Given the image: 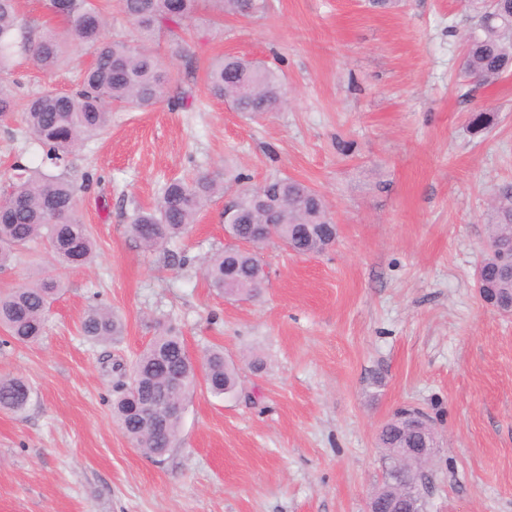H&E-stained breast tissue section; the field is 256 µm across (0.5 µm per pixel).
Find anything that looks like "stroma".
Returning a JSON list of instances; mask_svg holds the SVG:
<instances>
[{
	"instance_id": "obj_1",
	"label": "stroma",
	"mask_w": 512,
	"mask_h": 512,
	"mask_svg": "<svg viewBox=\"0 0 512 512\" xmlns=\"http://www.w3.org/2000/svg\"><path fill=\"white\" fill-rule=\"evenodd\" d=\"M472 24L464 0H265L220 22L200 12L188 59L153 43L192 96L176 110H113L73 154L93 264L58 272L33 243L0 270V291L36 274L65 282L40 341L0 343V376L34 390L25 413L0 412V512H367L388 465L379 431L403 409L438 432L425 512H512V314L475 280L491 206L512 191V73L480 89L465 77ZM224 55L276 70L287 107L248 119L211 98L206 68ZM91 60L72 45L50 75L18 61V104L70 92ZM481 109L494 122L471 132ZM41 157L20 115L0 121V197L14 164ZM225 170L305 183L337 228L320 254L263 246L257 300L217 295L200 271L229 244L223 196L167 251L128 232L168 179ZM98 303L124 318L118 341L83 338ZM168 321L195 358L223 348L239 386L224 398L197 387L157 461L112 418L111 365Z\"/></svg>"
}]
</instances>
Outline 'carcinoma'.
<instances>
[{
  "mask_svg": "<svg viewBox=\"0 0 512 512\" xmlns=\"http://www.w3.org/2000/svg\"><path fill=\"white\" fill-rule=\"evenodd\" d=\"M205 5L218 16H249L262 9V0H120L125 16L137 27L145 45L131 47L123 40L105 35L108 24L105 8L95 0H66L57 16L63 30L49 28L41 33L19 21L18 0H0V119L11 117L15 99L2 74L9 70L17 53L29 57L46 74L60 65L66 43L74 42L93 50V61L84 70L80 86L69 94L38 93L27 100L24 122L36 144L43 150L51 172L15 165L12 193L0 204V267L9 264L18 250L43 241L56 265L66 270L90 265L96 257L91 230L75 215L76 189L62 170L82 142L104 131L112 121V106L147 111L158 104L186 105L190 95L173 85L172 71L146 46L164 36L175 46V55L184 57L186 23ZM480 16L500 14L479 26L473 39H466L465 73L478 86L495 83L512 71V0H503L500 11H491L487 0H470ZM209 94L231 102L248 117L279 111L287 95L280 76L271 68L241 57L227 56L212 63L206 72ZM493 120L492 112L471 113L470 129L481 131ZM262 191L274 194L277 210L253 204ZM224 192V182L214 173H199L189 180L168 182L157 202L137 209L128 232L148 251L163 249L187 232L203 207ZM238 217L233 236L247 242L218 250L205 262L204 274L217 293L228 299H253L261 286L254 278L260 263L256 249L269 242L259 232L263 224L277 225L278 236L296 254L321 253L336 233L332 212L323 196L306 184L288 177H271L262 185L237 191ZM488 242L512 244V192H504L493 206ZM500 252L487 248L480 264V287L494 306L512 303V278L500 269ZM60 280L38 278L22 288L0 294V329L13 342L27 345L45 333L46 316L60 294ZM83 335L94 343H107L123 336V320L109 308L91 306L85 312ZM205 387L215 397L237 390L235 368L224 359V351L209 350L204 356ZM188 370L185 339L169 326L124 367L116 363L113 373L136 382L132 390L120 391L112 402V416L123 435L144 454L165 456L179 432L181 417H170L156 425L139 415L141 396L152 394L169 403L186 401L198 385ZM33 388L21 376L0 377V410L13 414L26 411ZM428 416L416 410H401L385 423L378 436L379 447L423 448L430 444L421 428Z\"/></svg>",
  "mask_w": 512,
  "mask_h": 512,
  "instance_id": "carcinoma-1",
  "label": "carcinoma"
}]
</instances>
